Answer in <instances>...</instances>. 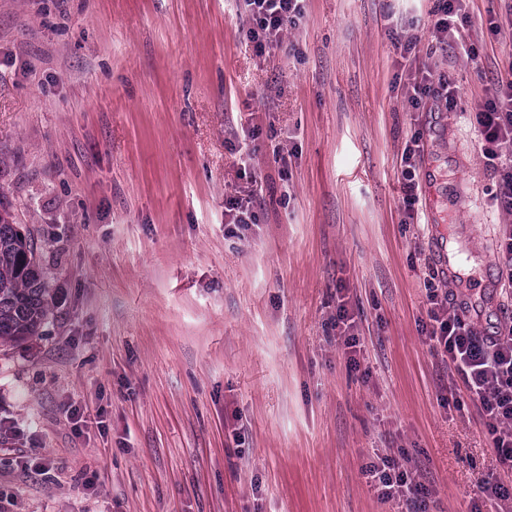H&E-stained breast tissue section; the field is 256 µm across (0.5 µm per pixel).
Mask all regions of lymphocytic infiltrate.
Segmentation results:
<instances>
[{"label": "lymphocytic infiltrate", "instance_id": "obj_1", "mask_svg": "<svg viewBox=\"0 0 512 512\" xmlns=\"http://www.w3.org/2000/svg\"><path fill=\"white\" fill-rule=\"evenodd\" d=\"M305 0H241L250 26L245 36L257 54L282 46L285 32L295 27L304 13ZM405 97L412 110L424 99L438 97L454 105L455 87L429 68L411 72ZM483 140L487 167L497 174L493 199L499 209L512 215V163H504L512 148V79L499 84L475 114ZM426 330L441 357L460 375L469 397L476 401L503 471L512 473V321L499 326L494 335L481 337L466 312H449L447 297L428 291ZM365 474L380 499L398 501L401 512H422V485L396 459L381 458L366 467Z\"/></svg>", "mask_w": 512, "mask_h": 512}]
</instances>
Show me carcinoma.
Returning a JSON list of instances; mask_svg holds the SVG:
<instances>
[{
  "label": "carcinoma",
  "instance_id": "carcinoma-1",
  "mask_svg": "<svg viewBox=\"0 0 512 512\" xmlns=\"http://www.w3.org/2000/svg\"><path fill=\"white\" fill-rule=\"evenodd\" d=\"M48 312L34 243L0 214V343L34 335Z\"/></svg>",
  "mask_w": 512,
  "mask_h": 512
}]
</instances>
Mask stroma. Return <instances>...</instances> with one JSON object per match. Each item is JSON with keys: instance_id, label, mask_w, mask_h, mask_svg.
<instances>
[{"instance_id": "1", "label": "stroma", "mask_w": 512, "mask_h": 512, "mask_svg": "<svg viewBox=\"0 0 512 512\" xmlns=\"http://www.w3.org/2000/svg\"><path fill=\"white\" fill-rule=\"evenodd\" d=\"M436 4L306 0L259 56L234 0H0V210L50 298L0 344V512H397L361 472L385 456L426 512L512 489L423 329L431 281L478 335L512 316L472 118L512 73V0H466L443 48ZM411 38L455 107L407 104ZM249 188L257 221L228 234ZM411 145H407L401 157L403 167L402 176L405 180L403 185L404 196L402 198L405 214L409 218H414L416 213V205L419 204L421 196V187L418 180H415V161L420 157L423 151V144L420 132L415 133L412 137ZM342 299L338 301L336 306V316L333 318L334 327L338 328L339 336L343 338L350 371H359L360 363L356 358V347L358 345V338L355 333L356 321L354 315L349 311L348 302Z\"/></svg>"}]
</instances>
